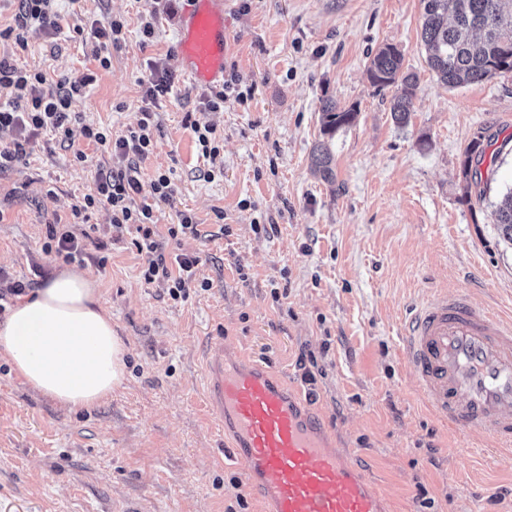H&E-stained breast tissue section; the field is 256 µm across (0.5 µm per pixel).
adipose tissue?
I'll list each match as a JSON object with an SVG mask.
<instances>
[{
	"label": "adipose tissue",
	"instance_id": "adipose-tissue-1",
	"mask_svg": "<svg viewBox=\"0 0 512 512\" xmlns=\"http://www.w3.org/2000/svg\"><path fill=\"white\" fill-rule=\"evenodd\" d=\"M125 345L94 279L65 269L0 317V357L35 392L72 411L109 397L126 375Z\"/></svg>",
	"mask_w": 512,
	"mask_h": 512
}]
</instances>
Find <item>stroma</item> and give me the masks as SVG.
Returning <instances> with one entry per match:
<instances>
[{
	"instance_id": "stroma-1",
	"label": "stroma",
	"mask_w": 512,
	"mask_h": 512,
	"mask_svg": "<svg viewBox=\"0 0 512 512\" xmlns=\"http://www.w3.org/2000/svg\"><path fill=\"white\" fill-rule=\"evenodd\" d=\"M186 5L59 0L57 32L0 40V58L54 80L93 75L71 109L112 135L152 109L143 178L166 172L175 188L173 204L155 209L158 239L166 261L198 257L210 284L178 301L145 284L132 234L114 237L110 211L92 212L98 229L78 268L95 279L125 345L126 379L74 412L0 359V512H261L237 467L219 459L224 439L204 400L207 342L218 335L300 392L388 512H512V455L428 412L401 341L406 308L442 292L512 318V243L494 215L512 190V71L443 85L421 41L420 0H228V72L247 100L213 112L211 88L178 67ZM113 20L123 24L118 42L97 48L92 28ZM386 43L417 77L404 126L391 117V90L366 74ZM161 75L171 90L149 101ZM326 98L359 111L329 138ZM196 124L214 128L216 161L202 157ZM73 140L69 150L38 138L0 170V289L65 267L44 251L48 227L69 222L98 168L112 164L110 146ZM476 140L483 198L466 193L462 173ZM321 141L331 183L311 163ZM214 165L224 174L211 180ZM180 210L204 238L169 237Z\"/></svg>"
}]
</instances>
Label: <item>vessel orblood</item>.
<instances>
[{"instance_id": "obj_1", "label": "vessel or blood", "mask_w": 512, "mask_h": 512, "mask_svg": "<svg viewBox=\"0 0 512 512\" xmlns=\"http://www.w3.org/2000/svg\"><path fill=\"white\" fill-rule=\"evenodd\" d=\"M225 0H189L179 26L184 76L198 86L224 81ZM404 354L425 407L439 420L483 435L512 455V320L463 298L412 307ZM207 398L228 437L224 454L258 491L266 512H385L364 475L346 464L310 406L259 362L225 356L211 337Z\"/></svg>"}]
</instances>
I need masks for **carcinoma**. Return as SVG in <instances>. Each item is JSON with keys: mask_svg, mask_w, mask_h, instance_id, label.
<instances>
[{"mask_svg": "<svg viewBox=\"0 0 512 512\" xmlns=\"http://www.w3.org/2000/svg\"><path fill=\"white\" fill-rule=\"evenodd\" d=\"M421 40L428 65L448 86L482 81L500 71H512V0H421ZM370 84L394 88L391 115L400 124L409 120L408 105L416 80L403 70V54L393 44L380 46L367 66ZM358 115L352 107L339 110L330 100L322 106V132L331 135L352 124ZM315 169L327 182L335 180L333 155L326 143L313 150ZM496 224L504 240L512 242V191L496 210Z\"/></svg>", "mask_w": 512, "mask_h": 512, "instance_id": "carcinoma-1", "label": "carcinoma"}]
</instances>
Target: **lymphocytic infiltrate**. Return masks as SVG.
I'll list each match as a JSON object with an SVG mask.
<instances>
[{"label":"lymphocytic infiltrate","instance_id":"lymphocytic-infiltrate-1","mask_svg":"<svg viewBox=\"0 0 512 512\" xmlns=\"http://www.w3.org/2000/svg\"><path fill=\"white\" fill-rule=\"evenodd\" d=\"M93 78L84 75L72 80L53 82L46 71H31L0 60V89L11 92L8 104H0V128L16 131L12 148L0 150V167L22 159L27 154L31 139L47 135L63 142L72 138L74 130H81L83 137L95 144H111L112 154L119 159V169L99 170L96 190L85 195L72 207L74 220L87 222L90 211L106 207L112 213V227L116 232L135 231L133 244L145 254L146 264L141 277L146 284L165 282L172 300L186 299L188 289L196 279L199 260L186 254L177 255L176 270H169L157 239L154 207L170 202L174 188L170 175L159 174L150 184H142L139 162L153 146L155 123L150 110H143L137 127L127 129L116 140H109L104 129L85 123L81 113L72 111L74 97L82 95ZM56 84V91H49V84ZM148 193L149 202L136 203L135 197ZM89 231L75 233L71 228L52 224L48 227L46 252L63 262L82 260L90 240Z\"/></svg>","mask_w":512,"mask_h":512}]
</instances>
